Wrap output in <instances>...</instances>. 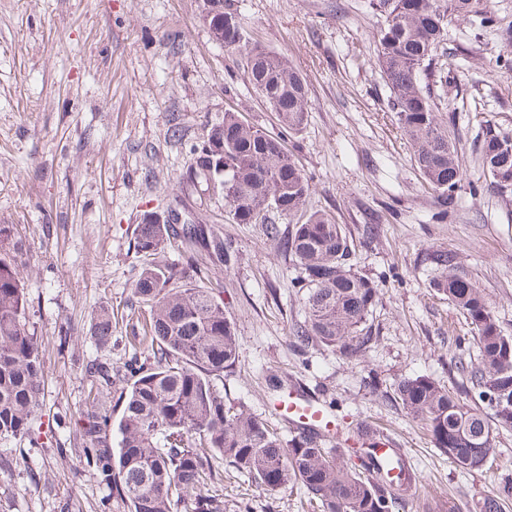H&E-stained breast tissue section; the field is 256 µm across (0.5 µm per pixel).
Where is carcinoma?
Segmentation results:
<instances>
[{
    "label": "carcinoma",
    "instance_id": "cac0c4a2",
    "mask_svg": "<svg viewBox=\"0 0 512 512\" xmlns=\"http://www.w3.org/2000/svg\"><path fill=\"white\" fill-rule=\"evenodd\" d=\"M209 25L227 49L241 47L240 18L224 0ZM478 0H380L385 23L375 64L390 92L391 110L414 148V158L442 211L455 204L465 179L451 131L437 117L422 76L436 56L446 54L447 18L473 14L481 25ZM252 87L275 112L280 125L297 131L309 112L306 80L286 58L258 47L247 56ZM489 182L471 185L501 196L512 193V137L486 125L480 142ZM190 172L224 185V204L238 224H264L268 237L297 267L304 282L305 319L293 329V346L331 348L347 359L372 341L368 321L378 302V285L353 270L342 225L322 211L284 232L264 215L294 217L303 212L309 180L280 137L224 112L193 150ZM14 224H0V440L32 435L44 399V356L27 326L21 270L22 245ZM143 264L132 293L142 311L131 312L132 352L117 369L92 365V386L80 444L115 497L129 512H174L173 494L192 498V512H224V466L271 490L298 485L320 512H397L417 486V476L398 453L371 447L351 453L326 447L301 434L286 441L268 424L224 402L217 380L238 361V336L214 288L192 281L200 267L193 255L201 245L228 264L235 252L202 224H183L148 214L134 229ZM189 252L186 264L166 259L169 250ZM440 275L430 287L459 308L474 331L475 362L459 361L464 392L477 402L461 404L458 394L427 375L400 381L395 389L409 417L421 422L435 447L465 469L489 463L493 433L512 429V336L505 333L482 293L456 272L455 255L430 254ZM99 351L112 350V310L102 306L90 325ZM114 405L107 404V401ZM488 407L486 413L482 407ZM119 418L113 419L114 409ZM477 448L487 452L479 454ZM512 499V480L476 504L477 512H503Z\"/></svg>",
    "mask_w": 512,
    "mask_h": 512
}]
</instances>
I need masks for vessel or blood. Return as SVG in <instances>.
Listing matches in <instances>:
<instances>
[{
    "mask_svg": "<svg viewBox=\"0 0 512 512\" xmlns=\"http://www.w3.org/2000/svg\"><path fill=\"white\" fill-rule=\"evenodd\" d=\"M271 410L290 429L320 433L336 440L339 447H349L354 440L349 428L334 423L332 409L324 399L310 396L299 388H290L272 403Z\"/></svg>",
    "mask_w": 512,
    "mask_h": 512,
    "instance_id": "b4317fda",
    "label": "vessel or blood"
}]
</instances>
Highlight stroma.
<instances>
[{
	"label": "stroma",
	"instance_id": "obj_1",
	"mask_svg": "<svg viewBox=\"0 0 512 512\" xmlns=\"http://www.w3.org/2000/svg\"><path fill=\"white\" fill-rule=\"evenodd\" d=\"M229 2L249 44L304 75L310 109L300 132L284 134L249 84L244 54L213 40L207 0H0V224L19 229L28 325L45 362L35 436L7 443L0 512H128L77 437L91 385L85 367L99 356L88 327L108 306L111 360H125L142 263L134 228L144 214L170 210L237 252L231 266L207 263L200 280L221 290L239 338L238 361L218 382L226 404L289 439L270 409L269 381L299 383L329 399L338 418L369 423L401 448L419 483L400 512H470L512 475V432L495 435L492 464L461 468L405 414L395 387L417 375L460 386L453 364L475 350L462 312L429 286L433 250L455 255L512 334V196L464 186L440 214L374 64L384 17L373 0ZM447 38L450 53L427 81L473 180L484 123L512 134V73L496 66L504 44L478 19L449 16ZM228 108L284 136L311 179L307 210L344 227L350 264L378 284L373 342L360 357L293 347L292 328L305 318L298 269L264 225L235 223L222 194L188 175L192 145ZM224 512L319 509L300 488L270 491L228 469Z\"/></svg>",
	"mask_w": 512,
	"mask_h": 512
}]
</instances>
